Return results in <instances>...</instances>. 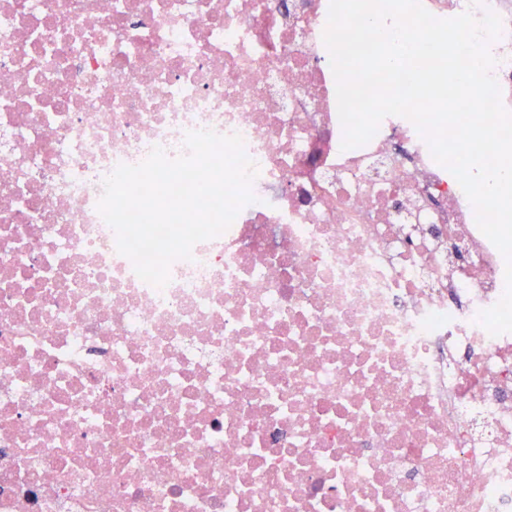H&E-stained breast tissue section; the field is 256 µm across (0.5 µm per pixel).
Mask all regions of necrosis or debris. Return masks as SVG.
<instances>
[{
	"instance_id": "4bbe7bcc",
	"label": "necrosis or debris",
	"mask_w": 512,
	"mask_h": 512,
	"mask_svg": "<svg viewBox=\"0 0 512 512\" xmlns=\"http://www.w3.org/2000/svg\"><path fill=\"white\" fill-rule=\"evenodd\" d=\"M489 49L512 111V0ZM329 0H0V512H512L506 261L401 116L342 149ZM240 135L253 203L138 277L119 164Z\"/></svg>"
}]
</instances>
